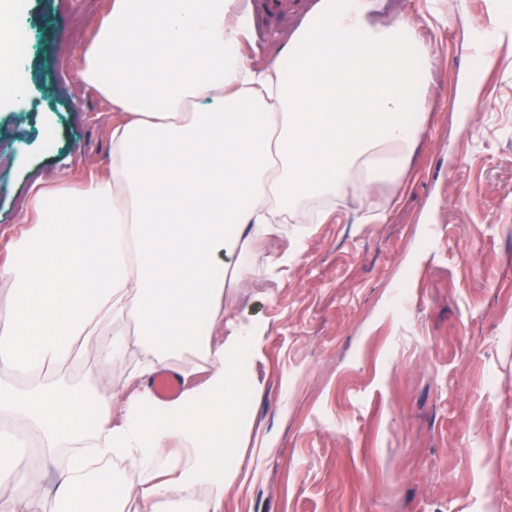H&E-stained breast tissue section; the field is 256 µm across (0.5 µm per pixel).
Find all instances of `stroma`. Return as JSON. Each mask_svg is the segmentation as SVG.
Listing matches in <instances>:
<instances>
[{
    "instance_id": "stroma-1",
    "label": "stroma",
    "mask_w": 512,
    "mask_h": 512,
    "mask_svg": "<svg viewBox=\"0 0 512 512\" xmlns=\"http://www.w3.org/2000/svg\"><path fill=\"white\" fill-rule=\"evenodd\" d=\"M110 0H22L24 101L0 104V226L30 173L104 172L111 104L76 80ZM441 67L402 188L379 185L302 251L257 244L229 317L264 328L249 446L224 512H512V0H437ZM383 222L359 223L368 209Z\"/></svg>"
}]
</instances>
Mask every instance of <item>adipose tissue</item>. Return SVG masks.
I'll use <instances>...</instances> for the list:
<instances>
[{
  "mask_svg": "<svg viewBox=\"0 0 512 512\" xmlns=\"http://www.w3.org/2000/svg\"><path fill=\"white\" fill-rule=\"evenodd\" d=\"M19 2L0 0L15 101ZM378 8L317 0L263 57L250 0H112L78 74L121 114L105 173L33 177L20 231L0 229V512H224L241 401L263 388L262 331L224 317L244 255L285 236V265L289 225L400 186L425 130L439 60L422 31L444 16ZM90 357L125 378H61ZM163 370L177 396L147 386Z\"/></svg>",
  "mask_w": 512,
  "mask_h": 512,
  "instance_id": "adipose-tissue-1",
  "label": "adipose tissue"
}]
</instances>
